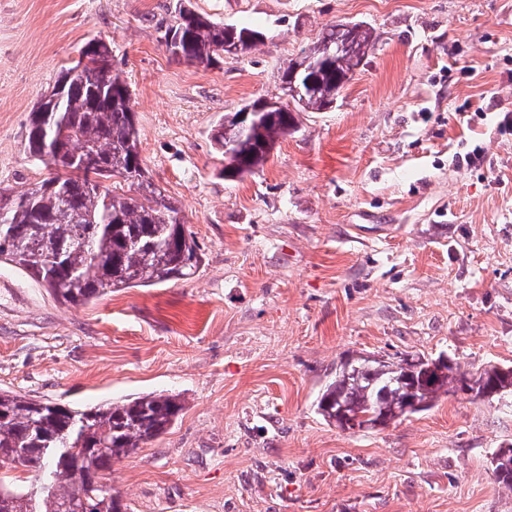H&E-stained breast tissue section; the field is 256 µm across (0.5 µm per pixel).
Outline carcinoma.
<instances>
[{"mask_svg": "<svg viewBox=\"0 0 512 512\" xmlns=\"http://www.w3.org/2000/svg\"><path fill=\"white\" fill-rule=\"evenodd\" d=\"M167 30L179 39L182 59L208 66L224 57L225 46L244 54L263 35L191 8L175 10ZM376 40L363 22L330 25L280 73L284 89L311 79L292 106L262 110L248 127L236 113L224 114L211 133L224 179L262 170L277 142L297 131L295 113L332 108ZM90 45L92 65L70 79L55 111L31 112L25 152L50 176L0 190V262L71 305L187 279L203 261L181 205L147 176L131 94L112 73L111 47L98 38ZM472 390L474 399H508L512 365L489 362L471 372L441 354L351 357L336 366L315 407L327 424L358 433ZM184 408L181 395L165 392L72 408L0 390V469H21L29 479L18 485L0 477V512H68L79 495L93 512H129L119 492L98 489L100 479L112 474L115 461L166 433ZM13 448L26 449L18 464ZM489 463L495 482L512 491V445L494 451Z\"/></svg>", "mask_w": 512, "mask_h": 512, "instance_id": "cac0c4a2", "label": "carcinoma"}]
</instances>
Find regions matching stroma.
Wrapping results in <instances>:
<instances>
[{
  "instance_id": "1",
  "label": "stroma",
  "mask_w": 512,
  "mask_h": 512,
  "mask_svg": "<svg viewBox=\"0 0 512 512\" xmlns=\"http://www.w3.org/2000/svg\"><path fill=\"white\" fill-rule=\"evenodd\" d=\"M191 4L265 39L191 64L161 41L176 0H0V188L48 176L24 152L30 114L100 38L204 254L190 278L76 306L1 263L0 389L181 395L171 429L112 465L130 512H512L489 464L512 403L460 394L355 434L314 411L350 354L512 364V0ZM343 18L378 41L335 106L225 180L212 127L284 100L281 68Z\"/></svg>"
}]
</instances>
